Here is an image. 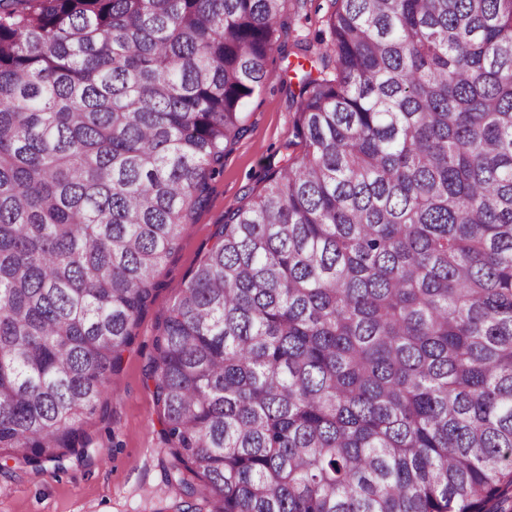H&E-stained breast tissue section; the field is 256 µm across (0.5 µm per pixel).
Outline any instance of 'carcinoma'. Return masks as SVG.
<instances>
[{"label": "carcinoma", "instance_id": "carcinoma-1", "mask_svg": "<svg viewBox=\"0 0 512 512\" xmlns=\"http://www.w3.org/2000/svg\"><path fill=\"white\" fill-rule=\"evenodd\" d=\"M335 4L303 153L155 337L160 433L210 512H484L512 486V0ZM284 6L0 0V452L84 447Z\"/></svg>", "mask_w": 512, "mask_h": 512}]
</instances>
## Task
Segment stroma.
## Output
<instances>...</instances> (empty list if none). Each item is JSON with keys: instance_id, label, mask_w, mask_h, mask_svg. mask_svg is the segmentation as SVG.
I'll use <instances>...</instances> for the list:
<instances>
[{"instance_id": "1", "label": "stroma", "mask_w": 512, "mask_h": 512, "mask_svg": "<svg viewBox=\"0 0 512 512\" xmlns=\"http://www.w3.org/2000/svg\"><path fill=\"white\" fill-rule=\"evenodd\" d=\"M334 0H286L281 42L284 56L268 62L270 79L243 110V135L224 152V170L209 182V200L187 225L179 248L154 273L157 288L134 329V340L112 375V390L86 424L85 446L53 461L0 459V512H185L172 470L169 444L160 434L145 370L154 353L158 325L214 241L233 208L259 193L288 154H301L295 135L297 103L286 86L299 59L297 43L310 56L331 39L327 20Z\"/></svg>"}]
</instances>
